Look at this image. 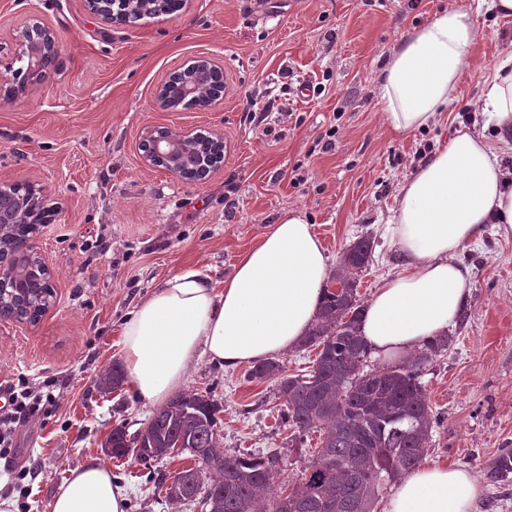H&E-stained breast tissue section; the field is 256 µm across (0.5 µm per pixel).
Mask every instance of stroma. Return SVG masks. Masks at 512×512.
<instances>
[{"mask_svg":"<svg viewBox=\"0 0 512 512\" xmlns=\"http://www.w3.org/2000/svg\"><path fill=\"white\" fill-rule=\"evenodd\" d=\"M477 0H188L170 15L102 26L83 0H0V60L30 19L59 46L45 81L0 100V186L32 182L59 208L36 234L53 295L35 325L0 321V393L18 380L53 384L58 408L45 425L21 427L16 454L0 458V493L17 512H49L70 468L102 456L117 424L144 427L154 407L129 386L98 392V375L122 359L119 328L137 302L187 268L223 282L269 224L291 209L314 224L330 264L363 236L374 241L358 296L369 299L397 271L390 243L397 190L459 126L487 138L476 110L491 69L512 55V21L486 23L446 118L393 131L377 93L379 71L401 36L439 10ZM205 57L223 66L224 100L213 109L164 112L155 96L175 68ZM274 102L263 122L253 107ZM224 132L218 170L201 182L147 166L148 128ZM335 129L331 144L322 137ZM234 182V193L224 191ZM460 260L471 293L448 330V348L422 368L441 422L426 459L471 471L483 487L473 512H512V485L492 484L491 462L512 449V235L488 229ZM201 358L184 391L219 406L225 454L277 452L296 479L316 439L293 443L273 382L251 381ZM35 480L18 479L29 461ZM127 512H201L173 503L133 459H109Z\"/></svg>","mask_w":512,"mask_h":512,"instance_id":"obj_1","label":"stroma"}]
</instances>
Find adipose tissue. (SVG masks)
I'll return each instance as SVG.
<instances>
[{
    "mask_svg": "<svg viewBox=\"0 0 512 512\" xmlns=\"http://www.w3.org/2000/svg\"><path fill=\"white\" fill-rule=\"evenodd\" d=\"M481 33L477 13L451 6L403 35L378 84L394 131L428 127L447 111ZM479 110L497 144L458 129L397 191L389 233L403 263L375 289L361 324L374 355H407L446 331L471 292V271L458 253L480 241L487 225L512 233V181L500 169L502 150L512 147V56L487 78ZM329 276L314 225L294 210L240 257L223 287L199 270L173 274L121 327L129 386L159 405L202 357L235 368L287 353L314 320ZM480 494L470 471L432 463L397 483L386 512H472ZM127 503L109 466L90 458L70 469L51 512H126Z\"/></svg>",
    "mask_w": 512,
    "mask_h": 512,
    "instance_id": "ef3b65f1",
    "label": "adipose tissue"
}]
</instances>
